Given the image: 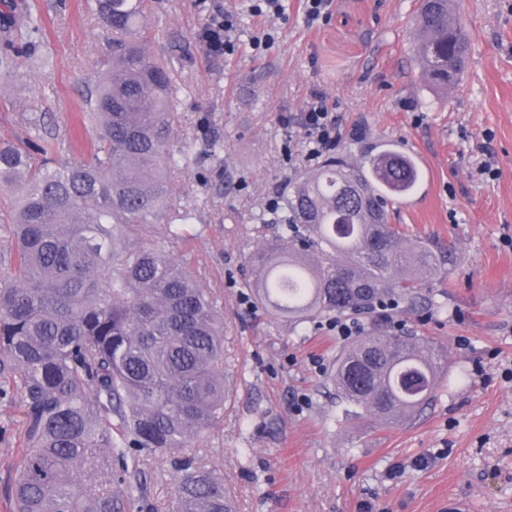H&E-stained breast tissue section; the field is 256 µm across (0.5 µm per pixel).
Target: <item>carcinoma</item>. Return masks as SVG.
I'll use <instances>...</instances> for the list:
<instances>
[{"label": "carcinoma", "mask_w": 512, "mask_h": 512, "mask_svg": "<svg viewBox=\"0 0 512 512\" xmlns=\"http://www.w3.org/2000/svg\"><path fill=\"white\" fill-rule=\"evenodd\" d=\"M88 8L112 29V64L84 95L87 150L55 158L36 116L30 145L0 142V189L16 195L0 272V375L24 415L14 512H155L144 452L170 456L169 512H232L223 480L190 452L224 414V321L169 252L198 219L195 200L173 202L172 179L200 151L173 145L180 85L151 50L142 0ZM413 25L425 81L448 91L469 58L452 0H418ZM356 145L354 162L345 151L293 172L280 210L259 217L275 239L250 256L244 287L296 326L369 319L336 351L327 383L347 407L396 424L430 400L442 366L426 337L381 329L386 308L412 307L449 255L404 245L390 223L389 205L417 182L415 160Z\"/></svg>", "instance_id": "obj_1"}]
</instances>
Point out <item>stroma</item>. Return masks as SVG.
Listing matches in <instances>:
<instances>
[{
  "label": "stroma",
  "instance_id": "35a3bbf8",
  "mask_svg": "<svg viewBox=\"0 0 512 512\" xmlns=\"http://www.w3.org/2000/svg\"><path fill=\"white\" fill-rule=\"evenodd\" d=\"M147 3L152 49L181 86L176 138L224 144L174 179L206 227L170 250L224 315V415L193 452L223 480L234 512H450L459 498L468 512H512V0H457L470 58L445 97L417 64L416 0H332L314 27L300 0H287L258 52L250 0ZM218 11L233 20L234 46L213 56L198 31ZM22 12L42 18L28 52L50 46L56 63L0 75V140H24L36 113L62 156H76L89 136L76 114L111 63L112 34L86 0H0V61L15 55ZM316 94L343 118L338 150L367 137L416 159L421 181L394 201L392 221L454 253L429 283L435 303L396 316L441 349L443 370L429 405L393 425L337 402L326 373L342 339L329 321L295 328L257 309L244 287L247 258L266 243L257 217L304 164L301 137L281 119ZM487 164L495 176L483 175ZM21 431L18 397L0 398V512H10ZM143 470L149 500L166 505L167 455H145Z\"/></svg>",
  "mask_w": 512,
  "mask_h": 512
}]
</instances>
